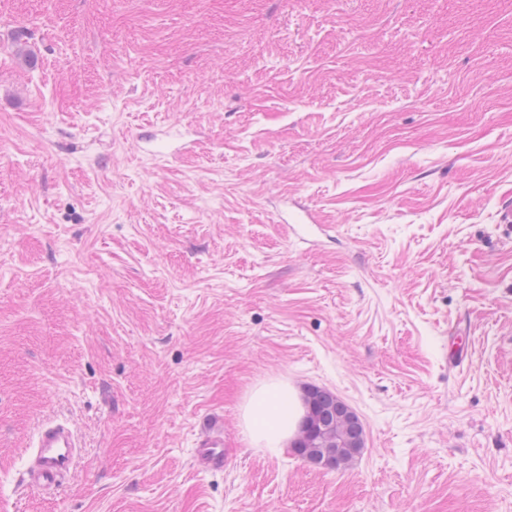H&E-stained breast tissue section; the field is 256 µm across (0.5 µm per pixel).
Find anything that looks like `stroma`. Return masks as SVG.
Wrapping results in <instances>:
<instances>
[{"label": "stroma", "mask_w": 512, "mask_h": 512, "mask_svg": "<svg viewBox=\"0 0 512 512\" xmlns=\"http://www.w3.org/2000/svg\"><path fill=\"white\" fill-rule=\"evenodd\" d=\"M509 203L512 0H0V512H512ZM270 378L362 452L252 447ZM305 401L312 403L316 411V426L319 431L332 434L334 439L319 441V435L311 438L312 447L308 448H332L326 443L336 442V431L350 445H361L358 452L350 454L346 463L354 459L362 450L364 444V427L359 417L348 409V405L339 399L332 392L319 387L309 388L306 392ZM345 463V464H346ZM31 448L32 464L23 476L26 485L44 491L60 488L78 461L80 442L75 431L67 422L43 421ZM198 460L204 466L223 467L224 432L217 425H208L198 444Z\"/></svg>", "instance_id": "obj_1"}]
</instances>
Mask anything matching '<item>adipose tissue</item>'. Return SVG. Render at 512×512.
Masks as SVG:
<instances>
[{"label":"adipose tissue","mask_w":512,"mask_h":512,"mask_svg":"<svg viewBox=\"0 0 512 512\" xmlns=\"http://www.w3.org/2000/svg\"><path fill=\"white\" fill-rule=\"evenodd\" d=\"M303 415L296 389L284 380H269L255 386L240 413L243 432L250 443L273 453L286 447Z\"/></svg>","instance_id":"adipose-tissue-1"}]
</instances>
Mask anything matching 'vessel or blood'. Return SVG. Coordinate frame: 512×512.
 <instances>
[{
    "instance_id": "obj_1",
    "label": "vessel or blood",
    "mask_w": 512,
    "mask_h": 512,
    "mask_svg": "<svg viewBox=\"0 0 512 512\" xmlns=\"http://www.w3.org/2000/svg\"><path fill=\"white\" fill-rule=\"evenodd\" d=\"M79 446V438L68 423H40L31 444L32 464L23 476L25 483L44 491L60 488L77 464ZM198 448L201 464L223 466L224 432L217 425L206 427Z\"/></svg>"
}]
</instances>
